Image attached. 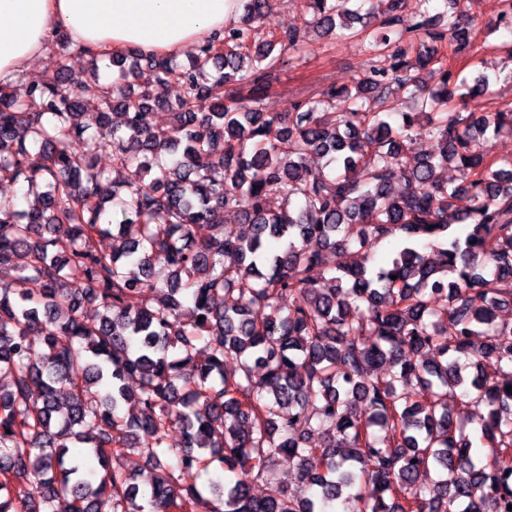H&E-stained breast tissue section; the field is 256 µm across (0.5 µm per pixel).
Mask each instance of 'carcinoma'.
<instances>
[{"instance_id":"1","label":"carcinoma","mask_w":512,"mask_h":512,"mask_svg":"<svg viewBox=\"0 0 512 512\" xmlns=\"http://www.w3.org/2000/svg\"><path fill=\"white\" fill-rule=\"evenodd\" d=\"M269 2L238 0L248 24L201 42L186 66L127 49L112 56L113 85L96 58L74 89L62 72L22 102L0 85V180L34 196L26 211L0 200V374L11 379L0 390V512H144L139 488L109 466L135 450L155 470L148 503L164 512L512 505V320L499 316L512 308V159L490 150L512 132V107L478 110L512 71L470 82L448 64L470 47L455 7L433 14V0H419L406 39L403 0H304L320 35L358 38L371 65L262 112L270 72L300 59L291 28L256 44ZM143 71L149 89L123 84ZM169 86L176 112L154 127L147 110L169 107ZM206 95L214 103L200 112ZM89 112L111 124L110 171L93 162ZM419 137L434 150L411 157ZM312 153L327 167L313 179ZM450 165L460 182L441 179ZM229 211L236 234L193 240L194 225L222 229ZM113 232L126 243L98 251ZM395 234L391 262L372 265L373 247ZM351 249L354 264L314 282L325 251ZM16 279L28 284L18 296ZM84 301L98 318L79 315ZM381 364L384 380L373 378ZM455 395L484 407L477 432L495 470L453 422ZM175 426L182 445L168 443ZM68 438L82 457L66 460ZM278 453L317 497L252 495L249 474ZM215 462L207 498L198 479Z\"/></svg>"}]
</instances>
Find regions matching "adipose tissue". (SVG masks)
Instances as JSON below:
<instances>
[{"instance_id":"ef3b65f1","label":"adipose tissue","mask_w":512,"mask_h":512,"mask_svg":"<svg viewBox=\"0 0 512 512\" xmlns=\"http://www.w3.org/2000/svg\"><path fill=\"white\" fill-rule=\"evenodd\" d=\"M241 17L235 0H0V83L29 69L60 30L92 55L135 47L174 57Z\"/></svg>"}]
</instances>
